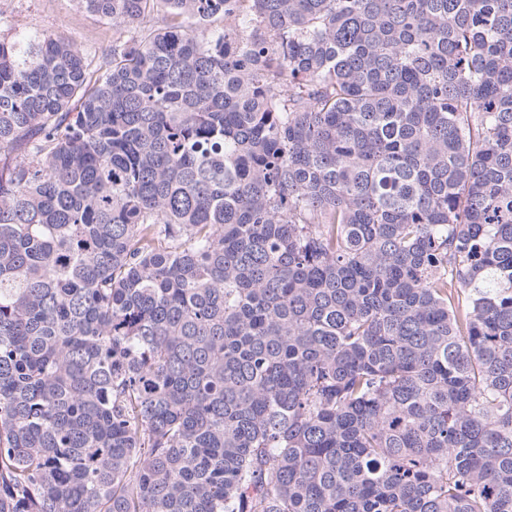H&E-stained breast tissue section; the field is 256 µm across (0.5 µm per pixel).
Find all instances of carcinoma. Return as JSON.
Returning a JSON list of instances; mask_svg holds the SVG:
<instances>
[{"mask_svg": "<svg viewBox=\"0 0 512 512\" xmlns=\"http://www.w3.org/2000/svg\"><path fill=\"white\" fill-rule=\"evenodd\" d=\"M0 16V512H512V0ZM0 11L21 28L45 31L88 51H100L112 42V27L73 0H0Z\"/></svg>", "mask_w": 512, "mask_h": 512, "instance_id": "obj_1", "label": "carcinoma"}]
</instances>
